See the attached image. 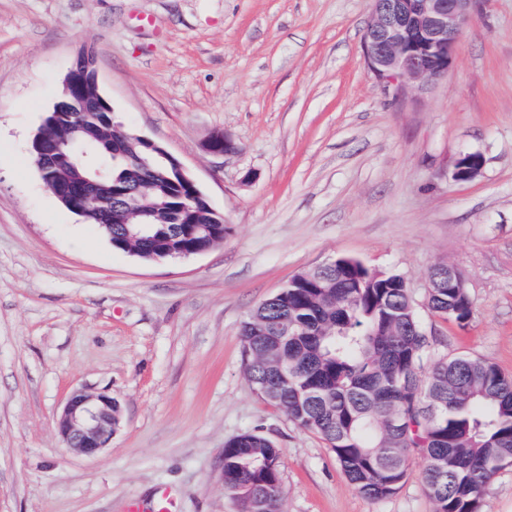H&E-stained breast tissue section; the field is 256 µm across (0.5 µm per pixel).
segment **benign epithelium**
Listing matches in <instances>:
<instances>
[{"label":"benign epithelium","instance_id":"7a95c632","mask_svg":"<svg viewBox=\"0 0 512 512\" xmlns=\"http://www.w3.org/2000/svg\"><path fill=\"white\" fill-rule=\"evenodd\" d=\"M373 9L363 35L362 51L368 70L383 88H394L399 95L416 86L442 78L452 63L453 48L471 20L472 0H372ZM40 155L61 149V143L48 135L36 133ZM155 158L169 166L173 175L193 191L191 201L203 197L202 190L185 167L162 145L141 137ZM214 155L237 151L233 139L214 132L206 142ZM72 169L80 182H58L50 190L65 203L82 202L84 207L100 210L112 206L111 186L103 177L89 151L78 145L71 149ZM484 166L477 152L459 155L451 178L466 182L477 177ZM461 280L460 271L446 265L429 273L427 287L444 288ZM119 421V405L105 394L73 393L56 427L67 449L85 457H96L107 447Z\"/></svg>","mask_w":512,"mask_h":512}]
</instances>
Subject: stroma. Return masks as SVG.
<instances>
[{
	"label": "stroma",
	"mask_w": 512,
	"mask_h": 512,
	"mask_svg": "<svg viewBox=\"0 0 512 512\" xmlns=\"http://www.w3.org/2000/svg\"><path fill=\"white\" fill-rule=\"evenodd\" d=\"M371 0H0V512H235L224 444L281 450L284 512H432L412 461L374 500L317 435L253 391L239 328L296 274L339 256L423 296L440 262L474 315L421 311L442 352L512 375V0H477L444 77L397 100L368 72ZM128 130L161 143L223 212L222 244L143 262L63 207L31 140L82 49ZM221 131L238 150L205 148ZM481 153L467 182L456 157ZM76 390L120 421L97 457L65 448ZM483 166L484 159L480 153L461 154L453 163L451 178L456 182L470 181L481 173Z\"/></svg>",
	"instance_id": "stroma-1"
}]
</instances>
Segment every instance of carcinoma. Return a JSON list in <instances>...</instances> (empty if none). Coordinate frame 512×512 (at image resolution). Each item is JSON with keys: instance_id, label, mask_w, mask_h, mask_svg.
Segmentation results:
<instances>
[{"instance_id": "cac0c4a2", "label": "carcinoma", "mask_w": 512, "mask_h": 512, "mask_svg": "<svg viewBox=\"0 0 512 512\" xmlns=\"http://www.w3.org/2000/svg\"><path fill=\"white\" fill-rule=\"evenodd\" d=\"M75 97L61 94L56 135L68 144L48 178L73 176L69 143L92 145L110 167L112 225L93 211L112 248L124 253L193 251L224 241L226 227L207 223L205 209L186 207L164 166L149 162L132 133L112 134V105L98 98L92 119L73 124ZM169 199L159 219L139 232L122 203L141 192ZM427 310L464 327L472 318L468 288H427ZM247 377L256 394L297 427L319 436L335 454L349 484L381 500L404 484L410 459L433 512H480L494 475L512 466V376L484 359L448 355L435 347L419 303L403 277L367 267L354 257L294 276L253 306L239 330ZM224 489L239 512H281V451L266 435L244 432L224 445Z\"/></svg>"}]
</instances>
